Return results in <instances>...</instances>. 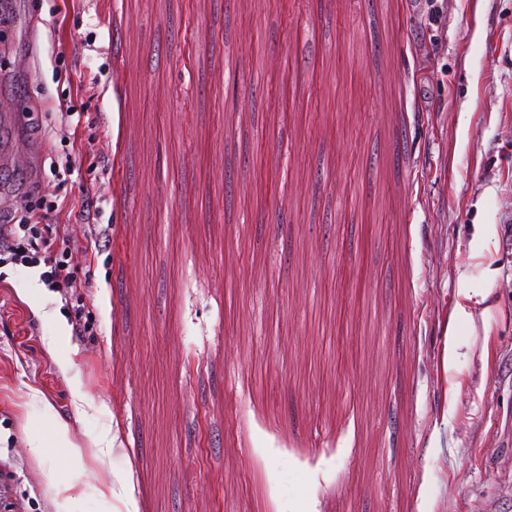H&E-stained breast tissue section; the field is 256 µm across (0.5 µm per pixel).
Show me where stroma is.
<instances>
[{
	"mask_svg": "<svg viewBox=\"0 0 512 512\" xmlns=\"http://www.w3.org/2000/svg\"><path fill=\"white\" fill-rule=\"evenodd\" d=\"M8 3L0 209L54 187L76 286L0 262V512H52L45 402L87 468L76 512H103L104 465L139 512H512V0ZM481 296V299H477ZM459 298L457 301L454 318L458 320H472L474 307L484 302L486 299L485 294H480L474 288H460Z\"/></svg>",
	"mask_w": 512,
	"mask_h": 512,
	"instance_id": "stroma-1",
	"label": "stroma"
}]
</instances>
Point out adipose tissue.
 Here are the masks:
<instances>
[{
    "label": "adipose tissue",
    "mask_w": 512,
    "mask_h": 512,
    "mask_svg": "<svg viewBox=\"0 0 512 512\" xmlns=\"http://www.w3.org/2000/svg\"><path fill=\"white\" fill-rule=\"evenodd\" d=\"M43 416L51 425L50 435L30 438V451L37 457L54 461L53 466L43 472L54 512H75L85 465L70 438L69 422L62 420L49 404L44 405Z\"/></svg>",
    "instance_id": "adipose-tissue-1"
}]
</instances>
